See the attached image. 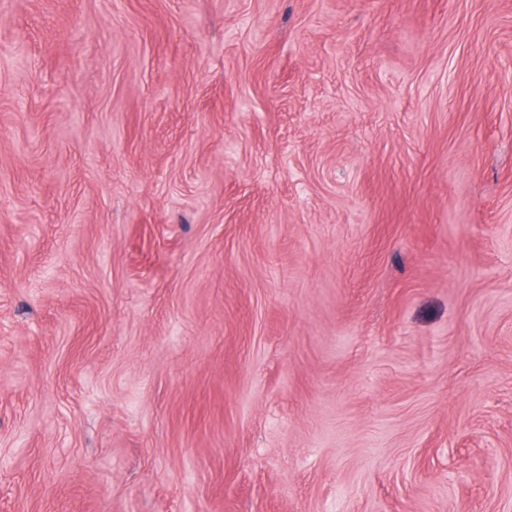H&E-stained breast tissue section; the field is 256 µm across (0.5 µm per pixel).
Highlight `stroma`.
<instances>
[{
	"label": "stroma",
	"instance_id": "1",
	"mask_svg": "<svg viewBox=\"0 0 512 512\" xmlns=\"http://www.w3.org/2000/svg\"><path fill=\"white\" fill-rule=\"evenodd\" d=\"M0 512H512V0H0Z\"/></svg>",
	"mask_w": 512,
	"mask_h": 512
}]
</instances>
